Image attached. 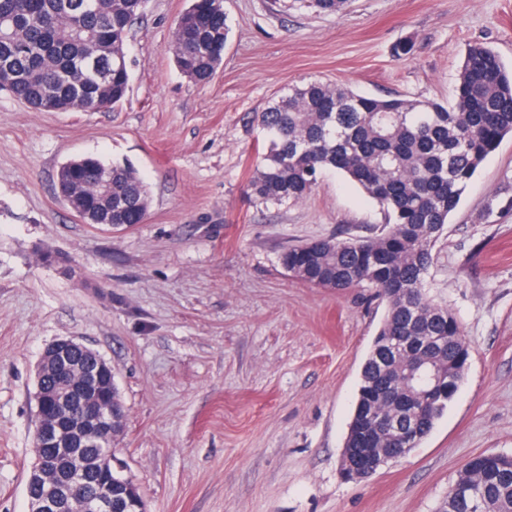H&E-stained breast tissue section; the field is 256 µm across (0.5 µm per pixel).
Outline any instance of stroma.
I'll use <instances>...</instances> for the list:
<instances>
[{"label": "stroma", "instance_id": "stroma-1", "mask_svg": "<svg viewBox=\"0 0 512 512\" xmlns=\"http://www.w3.org/2000/svg\"><path fill=\"white\" fill-rule=\"evenodd\" d=\"M186 6L148 0L119 107L41 112L0 90V512H28L36 364L65 337L112 365L116 456L147 512H436L470 457L512 455V135L432 250L431 293L471 344L459 390L409 455L348 481L343 442L386 308L365 284L302 283L279 255L387 219L331 171L299 203L250 201L254 115L311 81L448 103L469 45L512 63V0H348L338 15L224 0L231 33L203 86L170 52ZM86 155L135 166L142 224L93 227L60 198V166Z\"/></svg>", "mask_w": 512, "mask_h": 512}]
</instances>
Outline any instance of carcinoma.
<instances>
[{
    "mask_svg": "<svg viewBox=\"0 0 512 512\" xmlns=\"http://www.w3.org/2000/svg\"><path fill=\"white\" fill-rule=\"evenodd\" d=\"M82 2L0 0V80L21 103L40 111L52 101L64 112H97L125 100L127 37L147 0H100L96 12ZM183 15L196 22L186 29L175 25L173 60L182 74L203 83L222 64L229 40L224 0H190ZM255 121L267 150L247 184L249 196L298 203L322 173L336 171L388 218L378 236L316 239L286 249L280 263L311 286L345 290L365 282L375 288L387 314L373 349L388 341L424 345L400 355L397 377L376 368L369 352L344 441L346 448H361L369 415L405 412L420 444L456 394L471 353L455 314L425 288L432 248L478 168L512 134V66L475 44L466 51L446 106L376 98L315 81L288 88ZM60 187L80 192L95 224H134L147 214L148 186L128 163L72 160ZM414 371L445 382L426 409L425 387ZM102 448L95 440L85 446L90 495L100 490L94 465ZM476 484L481 503L474 510ZM438 512H512V460L504 457L494 470L476 462L464 467Z\"/></svg>",
    "mask_w": 512,
    "mask_h": 512,
    "instance_id": "1",
    "label": "carcinoma"
}]
</instances>
